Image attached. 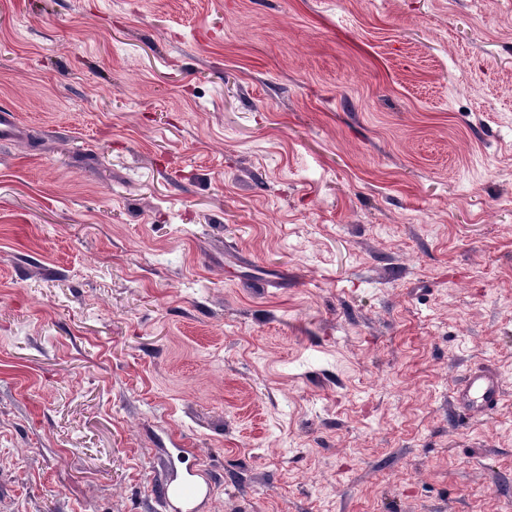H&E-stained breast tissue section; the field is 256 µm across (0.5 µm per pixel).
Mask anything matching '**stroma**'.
<instances>
[{"label": "stroma", "instance_id": "obj_1", "mask_svg": "<svg viewBox=\"0 0 512 512\" xmlns=\"http://www.w3.org/2000/svg\"><path fill=\"white\" fill-rule=\"evenodd\" d=\"M1 107L0 512H512V0H0ZM502 397V383L497 374L489 370H470L465 376V385L453 396L458 412L476 417L492 412Z\"/></svg>", "mask_w": 512, "mask_h": 512}]
</instances>
